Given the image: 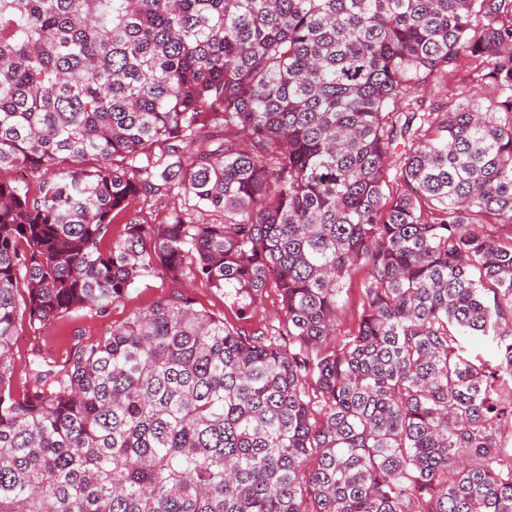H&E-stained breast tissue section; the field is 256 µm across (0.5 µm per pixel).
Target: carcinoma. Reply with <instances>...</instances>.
Masks as SVG:
<instances>
[{
  "label": "carcinoma",
  "mask_w": 512,
  "mask_h": 512,
  "mask_svg": "<svg viewBox=\"0 0 512 512\" xmlns=\"http://www.w3.org/2000/svg\"><path fill=\"white\" fill-rule=\"evenodd\" d=\"M465 59L495 99H415ZM205 127L224 138L184 158ZM17 167L47 181H0V512H512V0H0ZM173 187L192 207L102 246ZM157 267L242 320L271 285L282 323L164 294L11 393L18 320ZM367 273L365 268H355L346 283V293L340 308L336 312V336L338 339L348 336L356 327L362 312V283Z\"/></svg>",
  "instance_id": "1"
}]
</instances>
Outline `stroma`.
<instances>
[{
    "label": "stroma",
    "mask_w": 512,
    "mask_h": 512,
    "mask_svg": "<svg viewBox=\"0 0 512 512\" xmlns=\"http://www.w3.org/2000/svg\"><path fill=\"white\" fill-rule=\"evenodd\" d=\"M471 94L491 99L495 90L489 82L478 79L473 63L464 61L457 67L432 75L419 96L427 104L436 106L438 111L448 112L458 106L464 96ZM184 207L185 198L176 189L162 195H141L132 199L127 208L113 214L108 235L117 237L125 224L131 222L152 226L167 223L172 211ZM365 277V269L358 267L347 280L343 301L336 312L337 337L349 335L357 325L362 312L361 288ZM175 290L192 297L197 309L224 320L225 324L238 325L237 307L222 291L197 279L173 282L158 268L136 279L120 298L70 311L43 328H33L27 320H20L12 344L14 393H22L33 385L34 370L39 361L63 362L76 346L96 342L108 335L112 327L128 322L152 306L162 294Z\"/></svg>",
    "instance_id": "stroma-1"
}]
</instances>
